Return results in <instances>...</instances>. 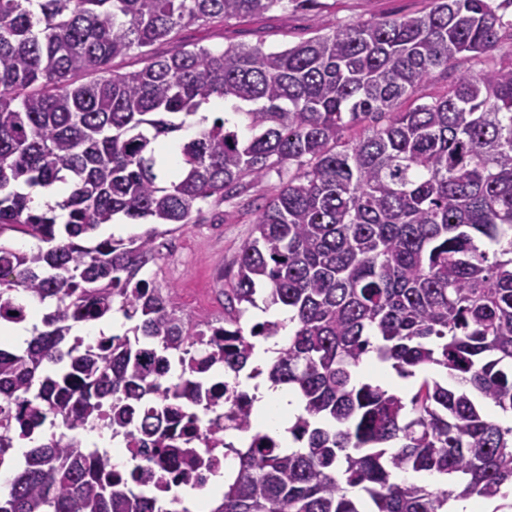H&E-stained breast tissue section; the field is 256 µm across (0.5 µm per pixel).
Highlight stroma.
I'll return each mask as SVG.
<instances>
[{
    "mask_svg": "<svg viewBox=\"0 0 512 512\" xmlns=\"http://www.w3.org/2000/svg\"><path fill=\"white\" fill-rule=\"evenodd\" d=\"M321 16L288 7L224 24L188 25L186 42L221 48L232 43H263L283 47L311 36L315 23L327 29L337 24L370 17L418 16L428 0H326ZM253 214L242 207L208 206L200 223L171 230L156 240L160 258L147 274L156 282L176 290V301L196 320L224 316V272L253 232Z\"/></svg>",
    "mask_w": 512,
    "mask_h": 512,
    "instance_id": "1",
    "label": "stroma"
}]
</instances>
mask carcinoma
<instances>
[{
	"label": "carcinoma",
	"mask_w": 512,
	"mask_h": 512,
	"mask_svg": "<svg viewBox=\"0 0 512 512\" xmlns=\"http://www.w3.org/2000/svg\"><path fill=\"white\" fill-rule=\"evenodd\" d=\"M319 0H0V322L44 307L22 349L0 347V455L34 428L62 427L24 454L0 512H161L130 475L104 476L85 425L108 412L160 459L179 452L164 421L256 379L258 338L242 305H278L294 328L267 374L305 414L285 451L251 432L249 398L225 415L251 432L211 512H448V501L512 512V0H429L417 17L370 18L283 49L181 40L224 23ZM178 43L158 55L153 46ZM132 53L143 67L113 68ZM439 76L443 90L427 88ZM217 117L180 143L211 99ZM268 190L253 238L224 276V318L192 320L174 288L144 273L158 226L197 224L203 206ZM67 186L51 206L26 189ZM67 212L57 221L56 209ZM156 227L124 240L96 232L119 217ZM122 336L79 350L73 328L113 311ZM373 348L401 376L438 368L406 400L355 369ZM146 413L155 424L136 427ZM447 475L453 489L398 481Z\"/></svg>",
	"instance_id": "carcinoma-1"
}]
</instances>
